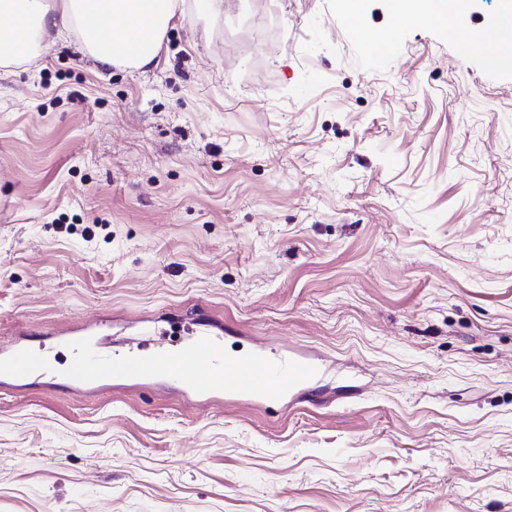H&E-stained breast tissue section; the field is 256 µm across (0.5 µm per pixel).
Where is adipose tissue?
Returning a JSON list of instances; mask_svg holds the SVG:
<instances>
[{"label":"adipose tissue","instance_id":"ef3b65f1","mask_svg":"<svg viewBox=\"0 0 512 512\" xmlns=\"http://www.w3.org/2000/svg\"><path fill=\"white\" fill-rule=\"evenodd\" d=\"M469 0H391L402 20H418L463 41L458 18ZM178 9V0H0V15L13 24L0 37V59L22 60L48 42L52 33H79L84 51L101 67L117 64L143 68L153 64ZM108 29L111 41L97 32ZM477 51L489 63L512 59L503 46L512 43V0H504L499 21L481 34Z\"/></svg>","mask_w":512,"mask_h":512}]
</instances>
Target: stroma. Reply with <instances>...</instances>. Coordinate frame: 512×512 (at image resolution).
Returning a JSON list of instances; mask_svg holds the SVG:
<instances>
[{
    "label": "stroma",
    "instance_id": "35a3bbf8",
    "mask_svg": "<svg viewBox=\"0 0 512 512\" xmlns=\"http://www.w3.org/2000/svg\"><path fill=\"white\" fill-rule=\"evenodd\" d=\"M75 327L323 370L87 394ZM0 341L51 366L0 373V512H512V62L390 0H183L148 70L0 62Z\"/></svg>",
    "mask_w": 512,
    "mask_h": 512
}]
</instances>
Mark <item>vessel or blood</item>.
Returning <instances> with one entry per match:
<instances>
[{
    "label": "vessel or blood",
    "mask_w": 512,
    "mask_h": 512,
    "mask_svg": "<svg viewBox=\"0 0 512 512\" xmlns=\"http://www.w3.org/2000/svg\"><path fill=\"white\" fill-rule=\"evenodd\" d=\"M45 367L44 356L31 348H11L0 359V369L17 378L28 377ZM156 373L178 377L201 393L224 392L268 401L295 395L308 387L318 367L292 353L270 355L258 350L230 357L225 354L223 344L208 337L137 360L80 350L70 367L72 378L78 382Z\"/></svg>",
    "instance_id": "vessel-or-blood-1"
}]
</instances>
